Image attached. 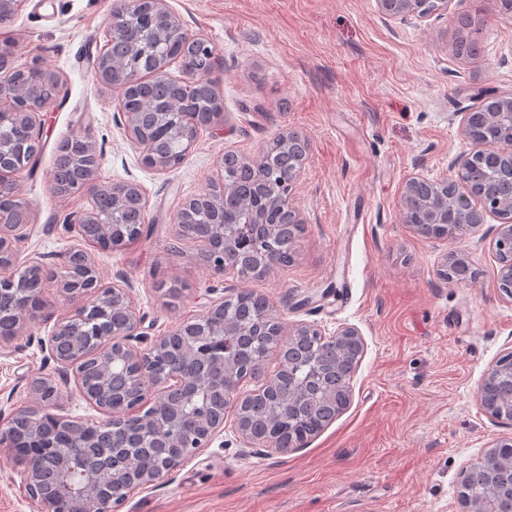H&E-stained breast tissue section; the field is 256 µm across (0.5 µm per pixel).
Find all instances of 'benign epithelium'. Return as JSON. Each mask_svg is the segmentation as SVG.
<instances>
[{"label":"benign epithelium","instance_id":"7a95c632","mask_svg":"<svg viewBox=\"0 0 512 512\" xmlns=\"http://www.w3.org/2000/svg\"><path fill=\"white\" fill-rule=\"evenodd\" d=\"M140 0H122L109 15L108 35L112 44L122 41L130 25L139 16ZM154 15L148 20V27L156 35L176 39L187 45L194 44L206 50L210 58L209 67L200 77L183 81L187 89L199 82L212 84L210 75L219 65V57L201 35L185 28L170 10L167 0H152ZM379 11L389 18L415 17L426 20L433 16L448 13V0H377ZM17 68L10 64L8 57L0 58V111H10L17 122L29 130L37 132L31 138L36 150L43 149L42 141L45 122L40 110L48 104L46 100L19 103ZM144 71L131 69L116 72L107 69L101 62L95 63V77L105 87L127 91L143 83ZM496 110L483 114V119L498 131L495 155L498 166L488 174L489 179L505 177L512 183V96L497 98ZM181 112H127L125 113V135L136 148L142 150L148 167L158 172H168L181 163L191 152L195 139L185 136L184 126L179 117ZM150 122L162 129L172 140L181 142L179 160L157 155L152 143L142 133V124ZM277 142L285 147L300 144L297 163L288 167L282 177L281 191L274 192L264 203L248 213L247 223L263 226L272 237L276 231V216L286 213L293 222L300 219L292 203V190L300 177L303 160L309 150L308 140L293 130L278 134ZM61 152L74 153L77 167L82 176L69 193L86 190L92 195L107 194L112 198V213L122 210L127 197L136 198L141 207H146L138 185L126 182L101 186L95 178L96 169L85 167L88 157L98 158L96 142L91 133L85 132L62 141ZM33 155L23 143L0 134V194H14L20 177L32 163ZM481 155L477 151L459 154L454 162V176L440 181L424 177H412L406 181L402 197L417 198L418 207L413 211L402 210L404 223L417 234L433 237L435 225L441 224L444 238L457 239L476 225L484 223L485 215L498 218L499 224L491 238L495 254L502 255L499 261L498 279L502 296L512 301V190L502 194L490 186L471 188L472 174L481 166ZM267 156L244 161L251 179L264 185ZM477 198L480 206L472 204ZM208 203L206 218L212 224L209 238L197 237L193 225L184 222V209H179L173 217L177 237L199 243L200 254L205 265L216 275L224 270L239 269V254L235 243L240 233L231 229L227 220H215L213 214L223 206V194L204 197ZM20 219L0 224V269L9 271L0 276V286L19 294L27 290L30 274L35 273L41 281L53 280L58 283L66 299L75 303L73 311L57 320L47 338L40 340L42 349L48 352L46 362L54 363V375L35 376L29 383V404L13 409L8 416L0 415V447L8 449L12 455H24L39 459L46 451L43 433L46 427L54 426L66 431L71 443L53 449L55 470L46 475L38 466L24 469L23 484L29 499L37 505L38 512H68L67 501L71 494H80L85 501V512H121L129 487L123 473L116 472L112 465L103 462L93 463L86 459L84 449L97 447V439L112 441V429L125 420L135 418L144 426V440L151 443H164L174 440L186 449V457L196 455L209 447L212 441L224 433V416L209 417L197 415V429L193 432L176 431V424L182 421L185 409L176 398L187 393L207 397L214 390L211 372L219 368L224 379L235 378L238 367L226 357L231 347L224 343L226 336H240L242 329H224L212 322L213 315L224 309L226 301H212L192 321L178 326L163 335L150 337L145 330V314L141 312L136 297L128 284L112 283L105 285L99 277L86 283L73 280L69 262H64L56 270H46L37 263L26 264L19 269L20 254L18 244L28 237L25 204L19 205ZM97 228V238L105 243V248L120 250L126 247L125 236L120 225L106 221L95 210H83L69 215L66 227L77 232L83 239H90L88 230ZM114 301L123 305L125 321L107 329L103 327L106 307ZM35 312L28 304L19 305L11 314L12 331L0 335V345L18 336ZM179 336L185 347L186 360L197 365L198 372L192 381H187L179 370L157 371L153 361L163 352L170 340ZM281 336L293 344L298 338L316 336L329 342L336 349L350 343L363 349V339L359 330L346 326L328 336L308 323L295 324L281 329ZM94 364L99 372V388L88 393L82 376L86 365ZM303 375L295 378L294 391L304 396L308 403L319 401L336 406V414H342L350 405L351 391L345 386L336 388L331 381L319 383L321 364L311 360L300 367ZM75 386V390L98 412L102 418L96 421L70 419L52 412L62 396L61 387ZM478 401L486 414L498 421L512 422V350L504 353L486 371L478 390ZM237 433L250 448H265L271 453L278 452L269 438L253 434L249 424L237 420ZM88 460L81 468L79 463ZM483 472L488 480L473 495L462 501L464 512H486L485 501L490 497L512 499V438L495 440L488 446L481 460L461 469L457 484L465 490L473 475ZM110 488L112 494L105 496L102 491Z\"/></svg>","mask_w":512,"mask_h":512}]
</instances>
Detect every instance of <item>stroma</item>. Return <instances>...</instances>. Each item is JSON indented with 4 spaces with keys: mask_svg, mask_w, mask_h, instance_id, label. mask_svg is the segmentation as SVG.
I'll return each mask as SVG.
<instances>
[{
    "mask_svg": "<svg viewBox=\"0 0 512 512\" xmlns=\"http://www.w3.org/2000/svg\"><path fill=\"white\" fill-rule=\"evenodd\" d=\"M113 3L21 0L0 22V41L17 44L14 66L44 58L68 89L44 110L45 145L20 179L30 224L22 259L53 268L85 250L103 282L127 281L155 336L246 290L285 324L329 334L352 326L364 344L350 406L306 447H246L227 409L209 448L133 489L123 512H463L459 471L512 437V423L477 399L487 368L512 350V302L500 296L490 245L497 220L455 241L424 238L403 224L401 196L412 176L450 177L453 159L474 146L464 113L512 94V16L498 0H450L446 15L422 22L389 20L376 0H168L216 48L224 112L178 168L160 173L126 139L118 90L94 78ZM464 39L474 54L459 52ZM285 129L311 143L293 189L305 228L295 260L259 279L214 275L172 216L209 191L224 154L258 158ZM85 131L101 154L100 182L135 183L147 200L149 235L119 251L66 228L88 208L87 192L52 190L57 145ZM455 250L469 254L475 281L440 276ZM42 299L43 311L0 348L2 412L27 404L30 379L47 370L38 341L72 309L55 284ZM21 473L0 449V512H34Z\"/></svg>",
    "mask_w": 512,
    "mask_h": 512,
    "instance_id": "stroma-1",
    "label": "stroma"
}]
</instances>
